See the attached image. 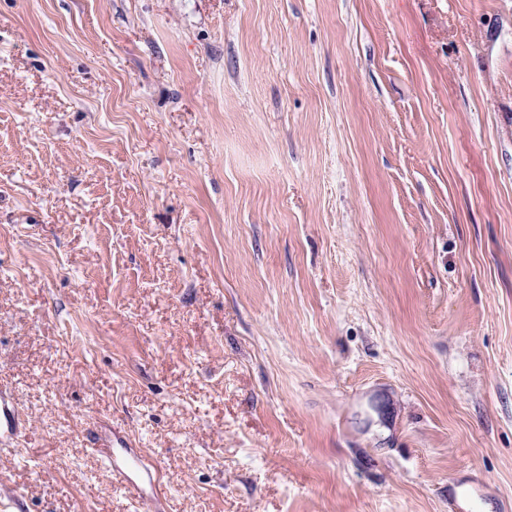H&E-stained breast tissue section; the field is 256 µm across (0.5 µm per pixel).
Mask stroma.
I'll use <instances>...</instances> for the list:
<instances>
[{
	"instance_id": "stroma-1",
	"label": "stroma",
	"mask_w": 512,
	"mask_h": 512,
	"mask_svg": "<svg viewBox=\"0 0 512 512\" xmlns=\"http://www.w3.org/2000/svg\"><path fill=\"white\" fill-rule=\"evenodd\" d=\"M1 391L0 512H512V0H0ZM123 449L126 460L119 461L114 452L107 448L101 455L102 475L117 482L125 491L137 496L141 501H151L155 504V474L136 461L137 453L123 443H117Z\"/></svg>"
}]
</instances>
